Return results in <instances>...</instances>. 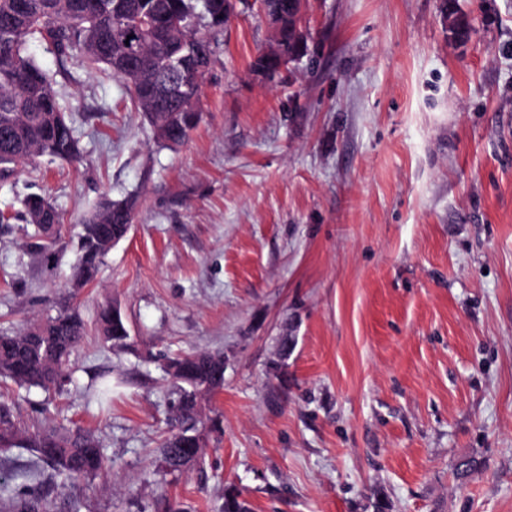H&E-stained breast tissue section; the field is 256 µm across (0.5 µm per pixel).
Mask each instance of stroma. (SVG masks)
<instances>
[{"label":"stroma","mask_w":512,"mask_h":512,"mask_svg":"<svg viewBox=\"0 0 512 512\" xmlns=\"http://www.w3.org/2000/svg\"><path fill=\"white\" fill-rule=\"evenodd\" d=\"M300 27L304 54L266 81L272 28L239 0L175 149L126 79L29 43L81 159L0 175V332L67 304L86 336L61 387L0 380V410L92 432L110 470L63 483L0 448V493L55 512H222L233 487L251 512H512V0H304ZM31 194L65 216L50 268ZM129 197L128 236L73 291L81 217ZM107 302L124 344L99 332ZM181 351L222 353L224 386L201 402L220 419L201 460L171 471Z\"/></svg>","instance_id":"1"}]
</instances>
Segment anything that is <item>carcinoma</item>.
Instances as JSON below:
<instances>
[{"mask_svg":"<svg viewBox=\"0 0 512 512\" xmlns=\"http://www.w3.org/2000/svg\"><path fill=\"white\" fill-rule=\"evenodd\" d=\"M210 10L190 30L181 33L190 57L205 68L212 63L209 16L223 12L224 0H209ZM197 10L196 0H0V172L48 156L64 161L80 159L72 123L62 105L54 82L28 54L32 40L48 43L61 57L76 59L84 67H96L107 74L128 79L127 93L143 112L155 139L176 148L188 138L197 114L185 112L176 96L158 94L154 86L161 78L165 43L141 37L143 19L155 20L171 14L188 15ZM141 49V63L135 76H128L125 41ZM134 203L130 199H105L82 220L83 234L74 280L92 282L112 241H121L132 223ZM30 222L52 233L44 225L60 223L57 209L43 196L25 200ZM101 334L108 342H121L128 329L121 315L104 307L98 314ZM85 325L79 311L63 308L44 322L16 334L0 335V378L20 386L48 388L65 380L64 372L80 346ZM214 354L181 353L167 359L177 367L175 414L162 449L163 461L178 470L201 455L181 459L182 441L201 437L202 420L198 399L221 388L224 378H215ZM30 442L42 459L65 480L95 477L109 464L98 439L82 429L50 426L29 434L0 413V447ZM11 512H54L45 499L10 501ZM224 512H250L241 492L224 495Z\"/></svg>","mask_w":512,"mask_h":512,"instance_id":"carcinoma-1","label":"carcinoma"}]
</instances>
